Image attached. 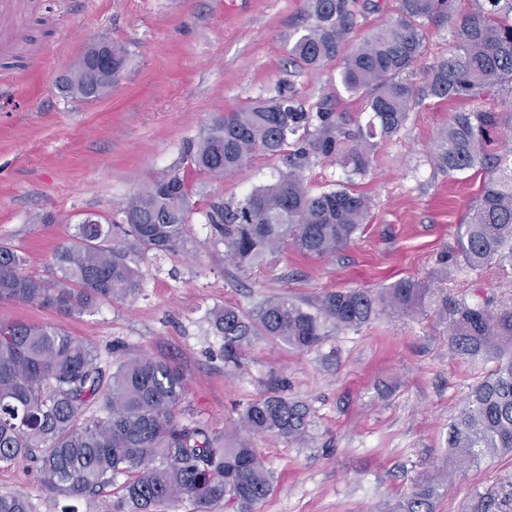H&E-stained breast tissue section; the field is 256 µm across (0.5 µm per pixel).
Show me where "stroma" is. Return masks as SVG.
Returning a JSON list of instances; mask_svg holds the SVG:
<instances>
[{
    "label": "stroma",
    "mask_w": 512,
    "mask_h": 512,
    "mask_svg": "<svg viewBox=\"0 0 512 512\" xmlns=\"http://www.w3.org/2000/svg\"><path fill=\"white\" fill-rule=\"evenodd\" d=\"M398 0H350L348 52L397 15ZM315 22L312 0H44L13 33L0 57V244L48 275L56 247L88 217L106 220L118 205L182 165L186 141L220 115L295 89L307 109L342 113L365 124L361 97L349 95L339 56L317 71L294 66L288 51ZM424 53L414 79L447 55V21L421 27ZM105 38L128 51L118 84L105 98L64 97L56 82L87 43ZM505 92L474 100L426 99L395 134L375 141L368 171L352 188L371 210L353 240L328 257L292 247L239 270L211 227L194 215L186 248L141 258V290L123 303L63 315L38 305L0 304V321L48 323L92 346L103 367L120 347L180 365L188 378L184 418L232 432L242 405L264 395L272 377L310 408L305 440L256 437L252 444L274 476L255 512H394L422 472L448 466V425L494 360L454 355L433 317L383 314L357 330L330 329L301 353L266 337L244 344L243 364L224 362L213 309L248 312L285 295L306 309L329 292L374 291L413 277L474 307L512 300V267L473 271L440 261L457 248V226L479 198L484 174L449 176L432 148L450 117L476 107L498 124L489 154L512 145V105ZM285 161L257 155L236 175L195 174L199 204L238 201L272 183ZM512 489V453L487 456L442 489L434 512H476L488 493ZM0 493L26 495L33 512H60L42 490L33 462L0 468Z\"/></svg>",
    "instance_id": "stroma-1"
}]
</instances>
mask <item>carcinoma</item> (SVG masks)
Instances as JSON below:
<instances>
[{
    "instance_id": "cac0c4a2",
    "label": "carcinoma",
    "mask_w": 512,
    "mask_h": 512,
    "mask_svg": "<svg viewBox=\"0 0 512 512\" xmlns=\"http://www.w3.org/2000/svg\"><path fill=\"white\" fill-rule=\"evenodd\" d=\"M456 0H399L396 18L372 31L345 59L340 82L365 100L369 119L351 131L341 113L307 111L293 90L237 112H226L183 150L186 168L220 180L241 172L255 154L286 156L287 170L236 203L211 201L198 210L185 174L176 170L130 197L109 223L86 218L71 242L52 257V277L24 271L17 250L0 245V302L36 304L75 315L119 303L140 291L134 257L174 254L199 213L239 268L259 264L285 244L304 256L325 257L352 241L366 223L369 200L340 184L310 192L305 170L330 159L347 177L363 175L373 139L387 137L425 99L477 98L496 87L512 94V0H472L453 20ZM315 24L289 50L296 66L317 69L335 59L349 30V0H314ZM454 21L453 47L427 68L421 84L402 78L421 57L419 22ZM126 52L112 42L87 45L60 82L64 95L87 101L112 91ZM496 113L456 112L437 139L434 166L448 175L485 171L477 204L458 225L456 256L471 270L512 264V149L485 166ZM433 313L445 324L448 346L465 359L495 360L472 386L449 426V467L462 470L487 455L512 453V304L472 308L439 288L403 278L374 292L349 288L326 294L315 311L282 295L253 313L234 307L212 312L224 336V363L240 366L242 344L268 336L295 350L318 346L327 328L358 329L384 313ZM184 371L144 353L121 352L106 373L93 348L52 324L0 322V467L21 460L38 466L42 486L63 500L61 512H80L97 489L119 476L128 512H167L184 499L212 512L229 499L255 512L271 492L264 461L251 443L187 424L179 409ZM307 405L288 396L278 379L246 403L240 422L256 435L303 440ZM443 480L418 475L399 512H434ZM0 512H32L28 497L0 494ZM480 512H512V491L482 502Z\"/></svg>"
}]
</instances>
